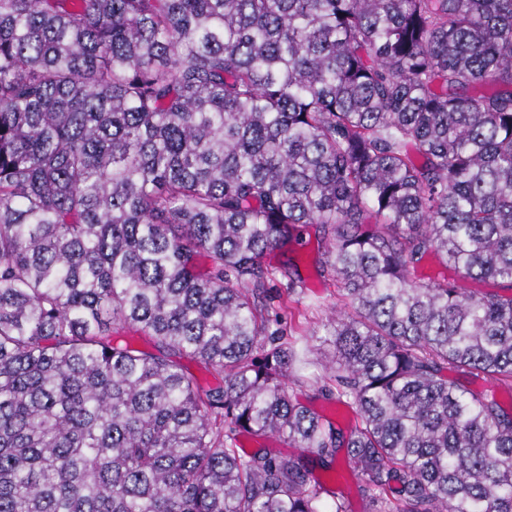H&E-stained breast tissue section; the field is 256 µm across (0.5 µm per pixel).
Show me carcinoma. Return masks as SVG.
<instances>
[{"mask_svg": "<svg viewBox=\"0 0 512 512\" xmlns=\"http://www.w3.org/2000/svg\"><path fill=\"white\" fill-rule=\"evenodd\" d=\"M310 224L347 433L268 304ZM449 369L512 394V0H0V512H352L342 449L367 512H512Z\"/></svg>", "mask_w": 512, "mask_h": 512, "instance_id": "cac0c4a2", "label": "carcinoma"}]
</instances>
